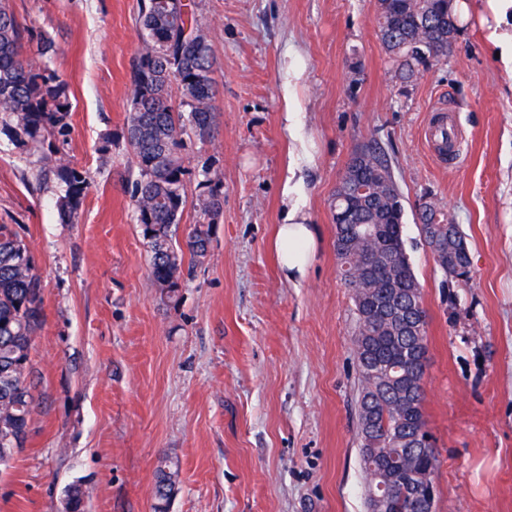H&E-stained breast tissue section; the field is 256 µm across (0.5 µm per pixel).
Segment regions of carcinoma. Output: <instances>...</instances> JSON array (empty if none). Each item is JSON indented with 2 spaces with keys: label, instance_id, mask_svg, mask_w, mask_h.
Here are the masks:
<instances>
[{
  "label": "carcinoma",
  "instance_id": "1",
  "mask_svg": "<svg viewBox=\"0 0 512 512\" xmlns=\"http://www.w3.org/2000/svg\"><path fill=\"white\" fill-rule=\"evenodd\" d=\"M143 48L131 80L123 136L139 179L132 198L143 239L152 254L151 277L169 303L182 288L183 254L175 239L187 205L202 221L187 237L191 256H207L215 219L222 210L219 183L211 178L216 158L200 163L195 201L186 193L191 168L183 155L188 132L203 138L213 119L211 44L193 5L179 0H142ZM380 39L406 77L441 61L456 39L454 0H379ZM53 42L34 39L0 0V134L16 148L40 154L38 177L59 188L58 210L75 221L89 187L85 172L64 158L71 135L67 84L46 59ZM180 109L172 103V87ZM373 184L358 204V178ZM336 260L351 288L357 330L353 355L361 382L357 400L360 463L367 512H429L425 489L435 487L439 458L425 417L428 363L427 319L422 289L407 255L405 206L380 147L369 142L353 154L334 198ZM424 242L450 280L468 278L471 256L459 225L444 221L432 202L419 207ZM41 283L33 253L13 224H0V440L30 431L35 367L31 352L43 322ZM177 470L161 459L155 470V512H167ZM83 483L70 485L71 512H85Z\"/></svg>",
  "mask_w": 512,
  "mask_h": 512
}]
</instances>
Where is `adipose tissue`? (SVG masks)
I'll return each mask as SVG.
<instances>
[{
    "label": "adipose tissue",
    "mask_w": 512,
    "mask_h": 512,
    "mask_svg": "<svg viewBox=\"0 0 512 512\" xmlns=\"http://www.w3.org/2000/svg\"><path fill=\"white\" fill-rule=\"evenodd\" d=\"M284 217L274 240L280 265L290 275H303L316 247V235L308 214L294 201L291 194H284Z\"/></svg>",
    "instance_id": "1"
}]
</instances>
